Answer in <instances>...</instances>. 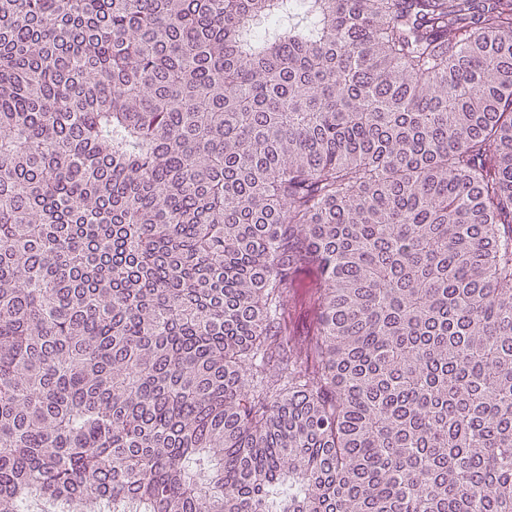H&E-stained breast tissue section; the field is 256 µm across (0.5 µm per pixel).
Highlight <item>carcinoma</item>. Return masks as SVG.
Segmentation results:
<instances>
[{
	"label": "carcinoma",
	"mask_w": 512,
	"mask_h": 512,
	"mask_svg": "<svg viewBox=\"0 0 512 512\" xmlns=\"http://www.w3.org/2000/svg\"><path fill=\"white\" fill-rule=\"evenodd\" d=\"M44 503L512 512V0H0V512ZM319 285L320 281L312 272H305L299 276L298 292L295 301L291 305V313L297 334H302L306 331V327L313 317L312 296L314 289L318 288Z\"/></svg>",
	"instance_id": "carcinoma-1"
}]
</instances>
